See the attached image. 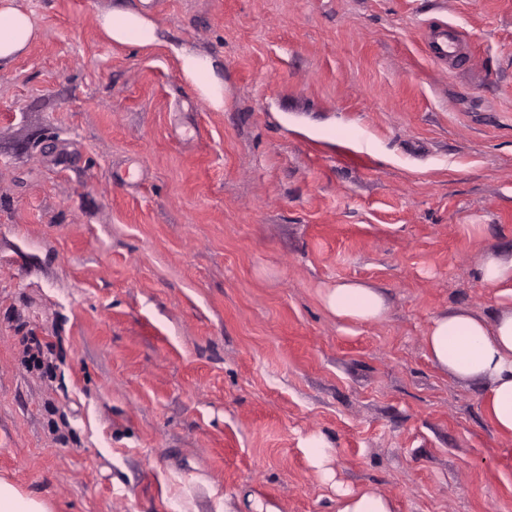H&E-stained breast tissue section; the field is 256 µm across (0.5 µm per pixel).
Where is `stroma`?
<instances>
[{"mask_svg":"<svg viewBox=\"0 0 512 512\" xmlns=\"http://www.w3.org/2000/svg\"><path fill=\"white\" fill-rule=\"evenodd\" d=\"M0 67V478L51 512H512V434L424 343L512 255V0H17ZM465 35L455 70L427 23ZM223 64L224 107L168 43ZM388 301L349 325L326 288ZM37 37L31 16L14 6V0L0 1V66L9 64ZM98 26L102 35L117 45L149 48L160 43L156 23L128 4L102 13ZM326 309L338 320L363 324L380 320L387 310L380 288L360 281H342L323 294ZM304 448H306L308 456L315 466L322 468L329 461L328 448L330 446L323 436L313 435L308 437L304 441ZM336 512H394V504L371 488L339 489Z\"/></svg>","mask_w":512,"mask_h":512,"instance_id":"1","label":"stroma"}]
</instances>
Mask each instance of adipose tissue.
<instances>
[{"instance_id":"obj_1","label":"adipose tissue","mask_w":512,"mask_h":512,"mask_svg":"<svg viewBox=\"0 0 512 512\" xmlns=\"http://www.w3.org/2000/svg\"><path fill=\"white\" fill-rule=\"evenodd\" d=\"M99 30L112 43L149 48L159 42L156 23L131 5L102 13ZM37 36L31 16L14 0H0V65L10 63ZM174 54L183 76L215 107L224 105V85L216 71L221 64L187 46ZM483 283L496 288L500 309L491 315L451 310L435 316L425 335L428 356L441 370L485 382L486 410L495 427L512 434V256L488 252L479 266ZM326 309L338 320L363 324L380 320L387 310L380 288L360 281H342L323 295Z\"/></svg>"}]
</instances>
